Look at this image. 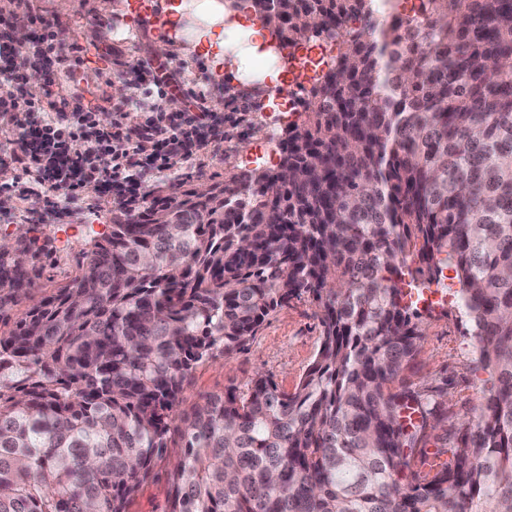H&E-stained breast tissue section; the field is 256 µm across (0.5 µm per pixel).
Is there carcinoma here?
<instances>
[{
  "label": "carcinoma",
  "instance_id": "1",
  "mask_svg": "<svg viewBox=\"0 0 512 512\" xmlns=\"http://www.w3.org/2000/svg\"><path fill=\"white\" fill-rule=\"evenodd\" d=\"M401 2L224 0L289 63L337 45L276 167L115 205L47 294L32 229L0 244V512H129L172 445L164 512H512V0H419L405 29ZM445 269L494 383L422 475L446 389L391 385ZM304 295L294 391L258 374L178 416L199 364Z\"/></svg>",
  "mask_w": 512,
  "mask_h": 512
}]
</instances>
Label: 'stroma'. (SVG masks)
<instances>
[{"label": "stroma", "instance_id": "stroma-1", "mask_svg": "<svg viewBox=\"0 0 512 512\" xmlns=\"http://www.w3.org/2000/svg\"><path fill=\"white\" fill-rule=\"evenodd\" d=\"M101 0H0V16L14 19L22 16L32 20L42 16L57 24L66 45L81 47L80 58L58 56L53 60L55 82L53 99L57 108L72 111L90 97L131 100V112L141 113L139 99H147L151 110H159L161 98L144 97L141 89L119 82L112 72L111 61L105 60L112 49L128 59L147 58L157 62H173L180 70L181 89L177 96L183 107H191L197 92L206 95L205 106L211 111L228 109L239 117L238 125L229 127V139L222 147L212 149L206 167L196 169L181 163L155 172L153 187L175 180L220 181L232 170L266 167L263 139L268 126L278 123L277 108L268 106L264 91L251 85L250 74L233 77L213 59L187 53L186 36L168 31H154L145 26H132L134 11L146 7L162 9V0H114L111 10H102ZM109 19L111 28H100L97 18ZM95 39H88V32ZM167 41L166 51H159V41ZM232 86L234 102L224 103V88ZM0 191L10 197V206L0 210V238L13 234L17 228L36 224L31 205L44 198L45 190L35 183L33 174L13 165L0 166ZM115 202L100 188L86 187L71 208V222L37 224L39 235L49 236L53 256L46 275L61 282L72 271L80 252L100 241L112 218ZM459 285L456 280L443 279L431 284L426 297L433 307L424 324L425 335L413 364L404 371L405 382L417 391L434 384L447 387L446 413L431 431L426 446L434 452L440 440L446 439L455 427L474 420L487 396L492 379L479 362L477 342L469 323L457 310ZM309 299L292 301L278 310L261 326L247 348L233 358L216 356L195 369L190 384L178 407L180 414H191L197 403L208 395L224 393L228 387L247 390L252 378L264 374L273 378L281 389L293 390L313 361L320 344V327ZM181 454L180 448H168L166 456L157 461L151 478L136 493L130 512H163L166 505L169 472L172 462Z\"/></svg>", "mask_w": 512, "mask_h": 512}]
</instances>
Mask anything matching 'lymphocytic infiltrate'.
Listing matches in <instances>:
<instances>
[{
    "label": "lymphocytic infiltrate",
    "mask_w": 512,
    "mask_h": 512,
    "mask_svg": "<svg viewBox=\"0 0 512 512\" xmlns=\"http://www.w3.org/2000/svg\"><path fill=\"white\" fill-rule=\"evenodd\" d=\"M56 27L40 21L29 56L16 62L10 25L0 21V131L15 164L36 172L48 198L46 215L58 221L67 211L61 203L76 199L90 185L111 189L115 201L134 210L145 200L143 186L156 170L184 162L203 168L207 150L223 143L224 115L220 112H149L144 118L126 116L128 100L111 109L90 101L75 112H49L50 87L30 88L28 69L44 66L49 54L65 51ZM112 69L136 84L150 83L157 92L177 89L171 63H131L114 57ZM112 158L110 166L101 156Z\"/></svg>",
    "instance_id": "obj_1"
}]
</instances>
